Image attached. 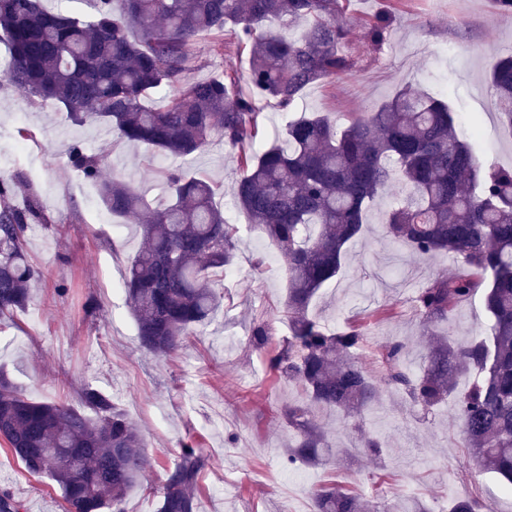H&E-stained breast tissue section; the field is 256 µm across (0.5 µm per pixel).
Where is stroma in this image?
I'll return each mask as SVG.
<instances>
[{
	"label": "stroma",
	"instance_id": "obj_1",
	"mask_svg": "<svg viewBox=\"0 0 512 512\" xmlns=\"http://www.w3.org/2000/svg\"><path fill=\"white\" fill-rule=\"evenodd\" d=\"M344 6L355 73L306 88L294 112H328L341 122L347 113L372 111L409 85L445 96L462 123L478 124L470 141L480 163L512 166V136L500 127L487 80L493 60L512 54V14L500 12L495 0H345ZM383 12L393 20L378 46L367 24ZM192 51L188 83L248 68L247 50L230 43L219 49L201 36ZM74 143L102 158L103 177L125 181L154 205L168 197L164 168L207 176L225 188L217 202L228 222L240 227L232 274L212 283L222 297L212 320L170 356L141 348L125 296L113 291L141 235L131 224L113 232L97 186L68 162ZM240 175L221 141L192 158L156 157L121 142L105 123L77 125L56 101L28 97L0 81V177L21 181L12 199L16 208L35 201L44 216L26 237L27 255L43 278L25 309L0 320V366L35 400L77 408L86 385L112 398L143 436L151 460L140 485L127 495L125 512H156L158 499L149 488L186 441L208 459L197 512H314V491L330 482L399 512H412L419 502L446 512L449 498L461 493L485 499L494 512H512V495L461 448L452 406L425 417L397 391L359 417L316 414L335 448L381 433V458H336L326 466L301 467V479L288 477L282 411L300 394L269 369L270 357L289 334L287 274L282 257L233 204L230 188ZM398 201L395 195L376 200L367 232L347 248L342 274L320 290L311 309L335 330L363 325L366 345L357 358L371 372L376 352L395 340L407 342L412 367L420 369L429 338L413 311V293L433 275L458 269L450 255L421 258L388 243L382 219ZM261 255L266 262L255 267ZM259 319L272 332L262 348L251 340ZM1 488L22 502L23 512H62L58 488L26 472L2 449Z\"/></svg>",
	"mask_w": 512,
	"mask_h": 512
}]
</instances>
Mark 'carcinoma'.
<instances>
[{
  "mask_svg": "<svg viewBox=\"0 0 512 512\" xmlns=\"http://www.w3.org/2000/svg\"><path fill=\"white\" fill-rule=\"evenodd\" d=\"M41 2L0 0V43L9 54L4 80L58 101L76 124L104 122L121 140L164 156H192L217 138L242 169L235 202L286 262L291 335L269 364L303 395L284 411L295 434L288 468L330 462L327 429L314 423V409L362 415L395 389L427 414L454 399L462 447L512 491V168L481 166L450 104L409 88L371 112L350 113L343 125L324 112L300 115L255 151L258 99L272 98L286 111L308 86L352 73L341 0H89L87 19ZM271 21L308 27L289 39L266 28ZM391 22L388 14L369 22L374 44L384 43ZM134 28L138 41L129 37ZM201 35L221 49L226 35L248 49L246 74L183 83ZM488 80L499 121L512 133V55L494 61ZM163 88L172 95L162 105H143ZM68 160L98 184L113 218L138 225L143 244L124 286L139 343L161 356L176 351L220 306L211 283L236 258L238 229L216 203L221 187L167 169L170 199L152 206L132 187L102 178L101 161L80 145L69 147ZM397 183L407 195L385 215L391 242L419 257L450 254L459 268L417 290L415 313L433 336L419 372L410 371L405 343L394 341L378 351L371 374L355 357L366 342L362 329L331 332L309 308L340 273L347 244L366 231L371 206ZM17 188L0 178V319L25 308L41 278L25 250L41 211L36 204L12 207ZM477 293L488 317L482 335L459 339L439 329ZM80 398L96 416L33 400L0 373V441L27 472L59 486L64 512H125L126 495L150 463L146 444L101 391L87 385ZM359 448L379 458L383 438L365 435L346 453ZM204 467L201 451L182 443L155 490L157 512H195ZM314 510L391 512L334 483L315 492ZM448 512L492 508L464 494Z\"/></svg>",
  "mask_w": 512,
  "mask_h": 512,
  "instance_id": "1",
  "label": "carcinoma"
}]
</instances>
